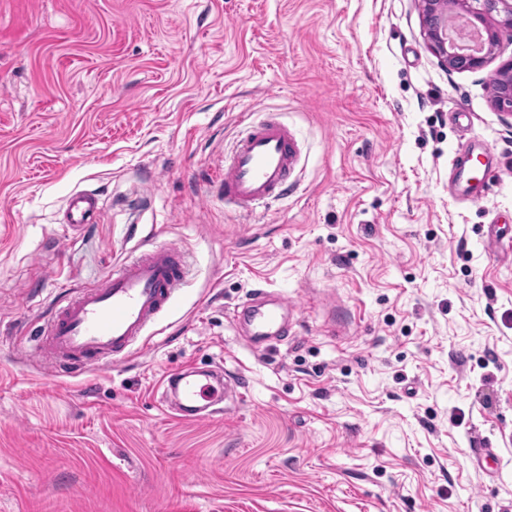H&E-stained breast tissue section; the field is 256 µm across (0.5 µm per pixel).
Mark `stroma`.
Listing matches in <instances>:
<instances>
[{"instance_id": "35a3bbf8", "label": "stroma", "mask_w": 512, "mask_h": 512, "mask_svg": "<svg viewBox=\"0 0 512 512\" xmlns=\"http://www.w3.org/2000/svg\"><path fill=\"white\" fill-rule=\"evenodd\" d=\"M420 0H0V512H512V117L425 45ZM301 154L228 210L245 115ZM488 143L485 194L448 191ZM100 214L65 223L68 197ZM189 275L129 356L52 377V303L157 244ZM257 288L288 335L253 348ZM241 398L182 421L167 373Z\"/></svg>"}]
</instances>
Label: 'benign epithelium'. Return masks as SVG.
<instances>
[{
	"mask_svg": "<svg viewBox=\"0 0 512 512\" xmlns=\"http://www.w3.org/2000/svg\"><path fill=\"white\" fill-rule=\"evenodd\" d=\"M481 8L470 7V0H422L423 27L427 48L450 70L469 71L483 68L494 55L499 39L498 28L512 29V0H478ZM462 10L471 15V25L482 40L474 52H453L448 48V14ZM499 16L497 25L490 24ZM502 74L496 103L512 110V58L499 66Z\"/></svg>",
	"mask_w": 512,
	"mask_h": 512,
	"instance_id": "7a95c632",
	"label": "benign epithelium"
}]
</instances>
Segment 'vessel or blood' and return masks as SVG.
Listing matches in <instances>:
<instances>
[{
  "label": "vessel or blood",
  "mask_w": 512,
  "mask_h": 512,
  "mask_svg": "<svg viewBox=\"0 0 512 512\" xmlns=\"http://www.w3.org/2000/svg\"><path fill=\"white\" fill-rule=\"evenodd\" d=\"M298 157V144L287 125L273 117L247 122L219 178L225 204L253 211L287 197ZM98 214L96 195L79 191L67 201L65 221L88 224ZM186 275L181 250L165 244L131 259L95 286L71 292L45 321L38 348L43 367L53 375H68L128 355L148 326L171 310ZM238 320L251 343L260 344L285 334L288 308L260 290L243 306ZM161 386L165 410L194 421L216 415V403L239 398L241 382L220 373L210 380L183 369L164 376Z\"/></svg>",
  "instance_id": "vessel-or-blood-1"
}]
</instances>
